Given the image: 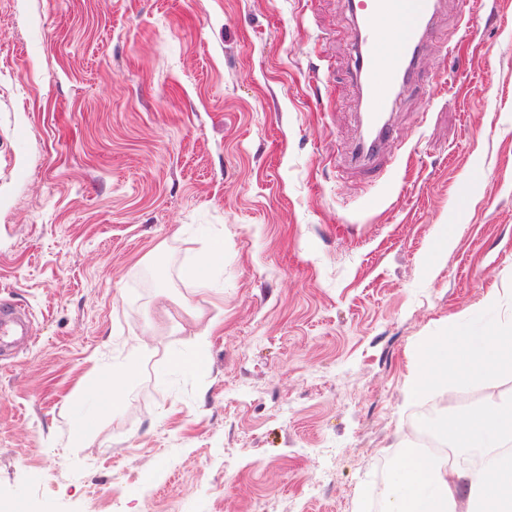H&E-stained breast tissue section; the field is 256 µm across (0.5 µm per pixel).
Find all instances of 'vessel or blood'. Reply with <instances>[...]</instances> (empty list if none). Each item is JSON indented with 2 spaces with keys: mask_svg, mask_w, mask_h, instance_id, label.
<instances>
[{
  "mask_svg": "<svg viewBox=\"0 0 512 512\" xmlns=\"http://www.w3.org/2000/svg\"><path fill=\"white\" fill-rule=\"evenodd\" d=\"M441 0H348L356 31L354 78L363 101L364 132L350 161L373 169L389 154L398 133L389 114L398 96L420 78L422 59L436 36L435 19ZM390 26L391 43L377 34L379 22ZM35 339L28 314L0 300V355Z\"/></svg>",
  "mask_w": 512,
  "mask_h": 512,
  "instance_id": "1",
  "label": "vessel or blood"
}]
</instances>
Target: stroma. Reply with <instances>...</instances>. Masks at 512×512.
I'll return each instance as SVG.
<instances>
[{
	"instance_id": "1",
	"label": "stroma",
	"mask_w": 512,
	"mask_h": 512,
	"mask_svg": "<svg viewBox=\"0 0 512 512\" xmlns=\"http://www.w3.org/2000/svg\"><path fill=\"white\" fill-rule=\"evenodd\" d=\"M437 27L359 173L344 0H0V299L37 329L0 361V512H376L430 401L409 355L489 289L512 319V0ZM224 262V246L223 244L201 257H199L192 267L188 270V275L201 283L207 280L211 268L217 263ZM135 369L131 362L113 368L105 376L86 384L81 391L83 397L91 402L96 411H103L120 401L132 381Z\"/></svg>"
}]
</instances>
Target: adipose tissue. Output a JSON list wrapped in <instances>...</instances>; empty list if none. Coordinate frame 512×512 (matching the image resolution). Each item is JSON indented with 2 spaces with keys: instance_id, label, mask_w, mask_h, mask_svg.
I'll return each instance as SVG.
<instances>
[{
  "instance_id": "ef3b65f1",
  "label": "adipose tissue",
  "mask_w": 512,
  "mask_h": 512,
  "mask_svg": "<svg viewBox=\"0 0 512 512\" xmlns=\"http://www.w3.org/2000/svg\"><path fill=\"white\" fill-rule=\"evenodd\" d=\"M134 374V364L126 363L86 384L82 395L103 411L120 401ZM503 374L512 375V321L463 325L453 318L446 332L428 338L415 352L410 389L453 390ZM445 434L454 455L468 456V463L452 465L443 456L404 452L382 491L389 512H456L461 491L466 512H512V452L505 450L512 443V394L450 417Z\"/></svg>"
}]
</instances>
